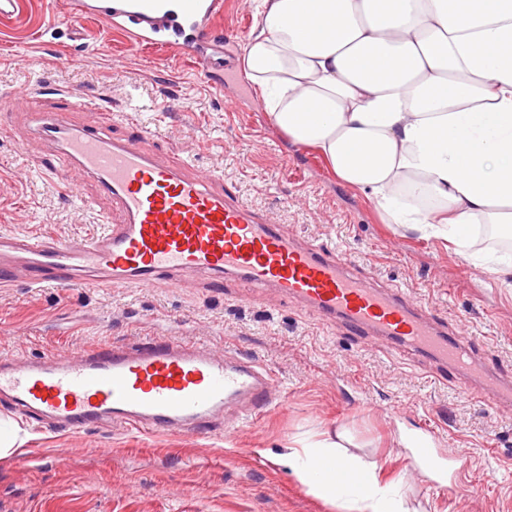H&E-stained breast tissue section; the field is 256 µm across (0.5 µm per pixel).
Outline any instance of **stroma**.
I'll return each mask as SVG.
<instances>
[{
  "instance_id": "1",
  "label": "stroma",
  "mask_w": 512,
  "mask_h": 512,
  "mask_svg": "<svg viewBox=\"0 0 512 512\" xmlns=\"http://www.w3.org/2000/svg\"><path fill=\"white\" fill-rule=\"evenodd\" d=\"M68 0H21L0 18V97L47 84L96 102L77 121L156 130L153 150L191 162L301 241L342 250L375 285L405 289L449 324L492 345L494 367L512 369V288L490 272L494 247L471 234L465 253L388 224L374 199L340 181L312 147L267 120L244 73L257 26L253 0H224L217 25L231 64L223 88L160 47H131L92 17L70 27ZM45 147L20 152L0 137V233L61 241L95 234L110 207L95 183L65 168L41 176ZM78 197H71V190ZM231 347L273 373L278 403L223 434L144 435L123 428L76 433L37 428L0 404V429L17 435L0 457V512H345L314 495L285 460L302 444L345 432L348 454L397 482L409 512H512V406L495 407L441 383L416 358L375 336L346 335L304 304L258 297L228 276L174 275L149 288L18 282L0 288V360L74 353L96 343L158 337ZM432 430L441 453L462 455L456 484L408 470L412 441Z\"/></svg>"
}]
</instances>
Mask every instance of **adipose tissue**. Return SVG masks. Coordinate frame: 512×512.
I'll return each mask as SVG.
<instances>
[{
    "label": "adipose tissue",
    "mask_w": 512,
    "mask_h": 512,
    "mask_svg": "<svg viewBox=\"0 0 512 512\" xmlns=\"http://www.w3.org/2000/svg\"><path fill=\"white\" fill-rule=\"evenodd\" d=\"M256 22L244 62L269 123L390 223L462 249L469 225L512 227V0H257ZM328 460L342 477L316 475ZM288 463L351 512H407L337 443Z\"/></svg>",
    "instance_id": "adipose-tissue-1"
}]
</instances>
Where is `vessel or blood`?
<instances>
[{
    "mask_svg": "<svg viewBox=\"0 0 512 512\" xmlns=\"http://www.w3.org/2000/svg\"><path fill=\"white\" fill-rule=\"evenodd\" d=\"M70 9L123 30L132 45L168 43L204 67L209 49L223 41L214 25L222 0H71ZM93 108L75 92H58L54 111L32 113V131L51 157L42 173L55 176L59 158L81 169L110 199L111 217L101 232L68 243L38 233L0 234V287L22 265L33 288L49 282L147 288L174 273L216 281L231 273L307 304L351 335L379 336L418 353L451 373L463 391L478 388L494 402L512 403V376L476 360L473 337L448 330L407 293L374 286L335 247L289 236L224 191L221 174L203 178L187 165L158 159L147 146L153 132L117 137L72 120V113ZM273 385L271 372L253 360L184 339L103 343L0 364V400L26 419L71 432L120 426L202 434L228 404H239L245 417L263 412ZM411 457L414 469L444 470L426 439L415 440Z\"/></svg>",
    "mask_w": 512,
    "mask_h": 512,
    "instance_id": "1",
    "label": "vessel or blood"
}]
</instances>
